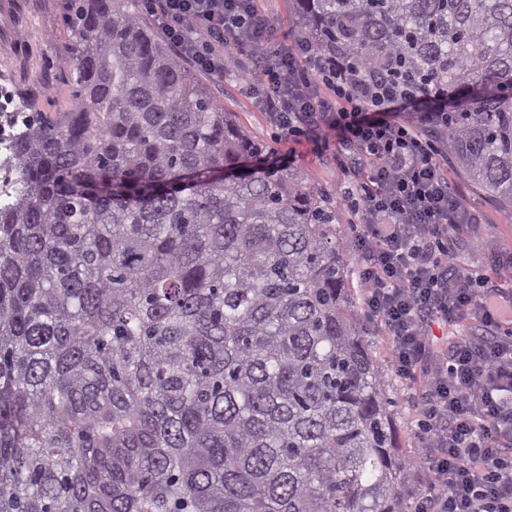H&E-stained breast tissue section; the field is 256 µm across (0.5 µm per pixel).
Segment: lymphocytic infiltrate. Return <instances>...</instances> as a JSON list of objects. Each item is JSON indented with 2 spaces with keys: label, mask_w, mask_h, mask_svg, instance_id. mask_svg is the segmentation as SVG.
Instances as JSON below:
<instances>
[{
  "label": "lymphocytic infiltrate",
  "mask_w": 512,
  "mask_h": 512,
  "mask_svg": "<svg viewBox=\"0 0 512 512\" xmlns=\"http://www.w3.org/2000/svg\"><path fill=\"white\" fill-rule=\"evenodd\" d=\"M166 38L205 70L219 69L221 48L246 46L250 90L284 135L354 147L365 166L360 189L366 219L364 313L393 337L397 371L414 378L429 364L427 396L434 425L418 460L429 488L416 512H512V298L497 275L473 274L449 262L443 238L477 223L440 171L436 117L413 102L380 97L364 73L333 63L306 38L273 44L254 23L256 0H145ZM207 45H199L198 36ZM477 315L488 335L439 347L435 320Z\"/></svg>",
  "instance_id": "lymphocytic-infiltrate-1"
}]
</instances>
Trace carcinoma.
Returning <instances> with one entry per match:
<instances>
[{
    "instance_id": "obj_1",
    "label": "carcinoma",
    "mask_w": 512,
    "mask_h": 512,
    "mask_svg": "<svg viewBox=\"0 0 512 512\" xmlns=\"http://www.w3.org/2000/svg\"><path fill=\"white\" fill-rule=\"evenodd\" d=\"M70 4L76 99L23 119L0 206V512H413L328 196L237 174L262 148L140 0ZM294 17L512 208V0ZM7 157L0 154V202L2 205L14 200L16 189L17 174L10 168L9 162H4Z\"/></svg>"
}]
</instances>
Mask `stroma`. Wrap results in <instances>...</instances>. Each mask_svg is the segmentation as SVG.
Listing matches in <instances>:
<instances>
[{"mask_svg":"<svg viewBox=\"0 0 512 512\" xmlns=\"http://www.w3.org/2000/svg\"><path fill=\"white\" fill-rule=\"evenodd\" d=\"M66 0H6L0 7V79L7 88L0 95V123L21 122L23 111H61L76 94L73 72L60 62L67 40ZM247 56L225 51L221 70H198L197 76L217 96L231 120L254 142L266 148L292 151L293 170L310 186L325 190L336 211V239L349 268L348 286L355 303H363L365 287L359 278L363 254L356 224L363 220V202L356 180L335 153L304 136L287 137L271 124L254 95L247 91L251 79ZM441 166L449 184L477 224L456 231L450 240L452 255L468 269L482 273L493 269L495 256L512 252V214L491 194L480 191L449 157ZM372 358L384 381L391 420V445L409 466L405 493L409 500L425 494L428 480L423 468L414 466L420 437L429 422V405L421 380L402 377L392 362L394 341L381 320L366 323Z\"/></svg>","mask_w":512,"mask_h":512,"instance_id":"1","label":"stroma"}]
</instances>
